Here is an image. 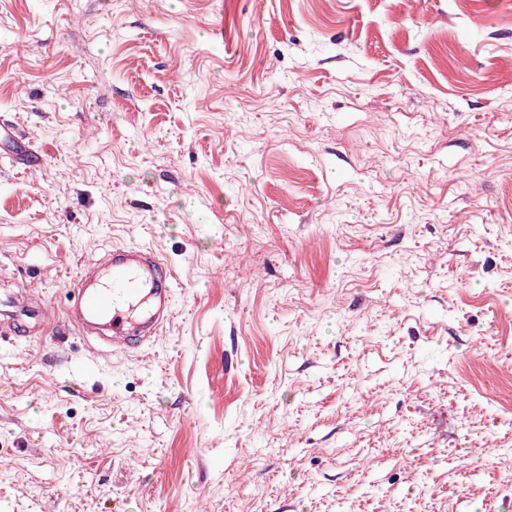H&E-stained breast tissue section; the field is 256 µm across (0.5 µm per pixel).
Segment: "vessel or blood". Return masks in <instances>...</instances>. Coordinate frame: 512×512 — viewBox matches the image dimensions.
I'll return each instance as SVG.
<instances>
[{"mask_svg": "<svg viewBox=\"0 0 512 512\" xmlns=\"http://www.w3.org/2000/svg\"><path fill=\"white\" fill-rule=\"evenodd\" d=\"M14 141L11 158L28 165L32 157L27 137L17 135L13 124L0 120V139ZM175 275L149 249L117 246L105 259L78 273L69 282L67 321L81 335H95L99 325L109 327L113 342L123 348H139L159 336L173 317ZM27 318L48 330L45 306L23 307L19 317L0 323V333L9 335L19 318Z\"/></svg>", "mask_w": 512, "mask_h": 512, "instance_id": "obj_1", "label": "vessel or blood"}]
</instances>
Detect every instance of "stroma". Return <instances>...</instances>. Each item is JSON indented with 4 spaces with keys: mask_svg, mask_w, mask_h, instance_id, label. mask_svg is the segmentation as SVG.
Instances as JSON below:
<instances>
[{
    "mask_svg": "<svg viewBox=\"0 0 512 512\" xmlns=\"http://www.w3.org/2000/svg\"><path fill=\"white\" fill-rule=\"evenodd\" d=\"M1 116L0 308L176 283L0 335V512H512V0H0ZM2 138H7L17 145L15 150L9 152V156L16 163L24 167L29 166L30 159L33 157L30 141L27 136H18L13 124L4 118L0 120V146ZM105 273V279L100 280ZM175 275L149 249L112 247L105 259L90 266L69 282L67 321L81 335L105 346L139 348L159 336L173 317ZM136 322L135 336H129ZM109 327L108 336L96 330ZM103 340V341H102ZM117 342L122 343L118 345Z\"/></svg>",
    "mask_w": 512,
    "mask_h": 512,
    "instance_id": "1",
    "label": "stroma"
}]
</instances>
